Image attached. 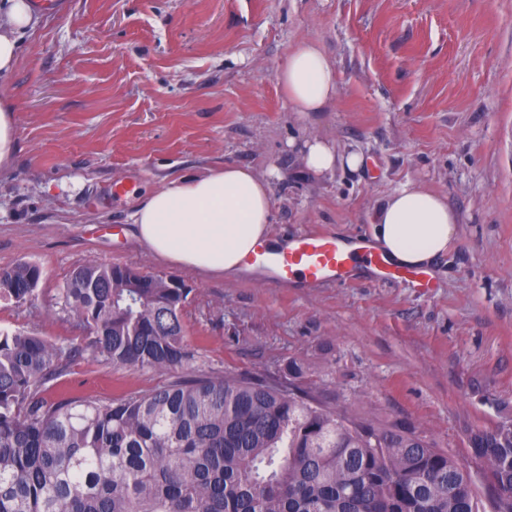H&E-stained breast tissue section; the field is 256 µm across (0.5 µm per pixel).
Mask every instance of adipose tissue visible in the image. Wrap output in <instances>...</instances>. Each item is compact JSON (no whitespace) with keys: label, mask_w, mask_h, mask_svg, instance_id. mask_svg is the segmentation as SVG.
Wrapping results in <instances>:
<instances>
[{"label":"adipose tissue","mask_w":512,"mask_h":512,"mask_svg":"<svg viewBox=\"0 0 512 512\" xmlns=\"http://www.w3.org/2000/svg\"><path fill=\"white\" fill-rule=\"evenodd\" d=\"M37 22L30 0H0V80L13 73L20 42ZM276 81L301 117L326 111L336 100V69L314 42L290 54ZM302 159L305 170L317 176L365 164L361 154L337 152L316 136L303 141ZM132 222L153 258L207 276H237L247 272L255 246L270 238L271 183L236 164L168 178L139 200ZM457 222L440 194L407 183L378 206L371 240L394 264L428 267L447 253Z\"/></svg>","instance_id":"adipose-tissue-1"}]
</instances>
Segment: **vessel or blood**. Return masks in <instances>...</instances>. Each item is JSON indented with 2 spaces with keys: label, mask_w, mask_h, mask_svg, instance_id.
I'll return each mask as SVG.
<instances>
[{
  "label": "vessel or blood",
  "mask_w": 512,
  "mask_h": 512,
  "mask_svg": "<svg viewBox=\"0 0 512 512\" xmlns=\"http://www.w3.org/2000/svg\"><path fill=\"white\" fill-rule=\"evenodd\" d=\"M249 262L272 271L285 284L297 277L310 283L343 284L358 266L365 267L379 281L404 279L416 288H426L431 283L427 272L391 264L366 241H358L356 247L352 248L321 232L293 236L285 249L257 246Z\"/></svg>",
  "instance_id": "obj_1"
}]
</instances>
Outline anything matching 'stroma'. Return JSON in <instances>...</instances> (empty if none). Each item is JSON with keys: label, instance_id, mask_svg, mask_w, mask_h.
Masks as SVG:
<instances>
[{"label": "stroma", "instance_id": "obj_1", "mask_svg": "<svg viewBox=\"0 0 512 512\" xmlns=\"http://www.w3.org/2000/svg\"><path fill=\"white\" fill-rule=\"evenodd\" d=\"M39 18L6 82L17 152L0 173V267L32 262L42 278L35 304L0 301V329L76 348L48 397L169 382L94 358L59 300L92 260L165 274L192 288L182 321L198 371L274 375L298 358L337 410L412 423L468 464L490 512L467 437L512 421V0H62ZM305 42L337 79L334 106L309 119L276 82ZM312 135L364 168L306 174ZM223 164L270 177L280 240L370 235L380 201L408 182L443 195L459 224L435 288L205 277L154 260L134 234L135 197Z\"/></svg>", "mask_w": 512, "mask_h": 512}]
</instances>
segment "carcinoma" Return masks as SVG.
I'll return each instance as SVG.
<instances>
[{"label":"carcinoma","instance_id":"carcinoma-1","mask_svg":"<svg viewBox=\"0 0 512 512\" xmlns=\"http://www.w3.org/2000/svg\"><path fill=\"white\" fill-rule=\"evenodd\" d=\"M42 271L0 268V300L32 304ZM191 288L87 262L62 309L113 366L172 380L110 402L46 396L76 350L0 331V512H479L469 469L414 425L330 407L291 359L273 376H207L180 312ZM493 512H512V423L469 432Z\"/></svg>","mask_w":512,"mask_h":512}]
</instances>
